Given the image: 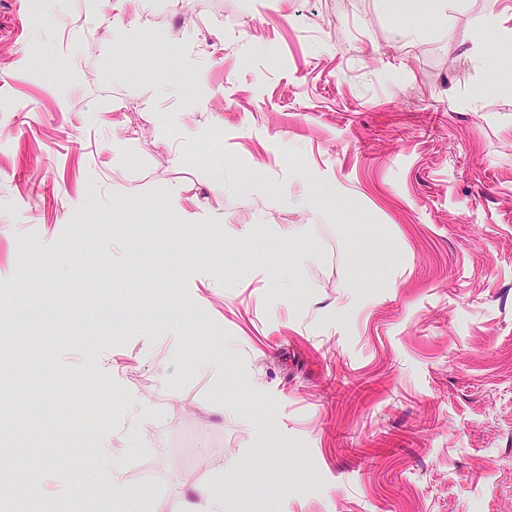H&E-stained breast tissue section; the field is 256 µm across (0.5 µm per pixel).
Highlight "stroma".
<instances>
[{
  "mask_svg": "<svg viewBox=\"0 0 512 512\" xmlns=\"http://www.w3.org/2000/svg\"><path fill=\"white\" fill-rule=\"evenodd\" d=\"M489 5L0 0L1 497L512 512Z\"/></svg>",
  "mask_w": 512,
  "mask_h": 512,
  "instance_id": "35a3bbf8",
  "label": "stroma"
}]
</instances>
